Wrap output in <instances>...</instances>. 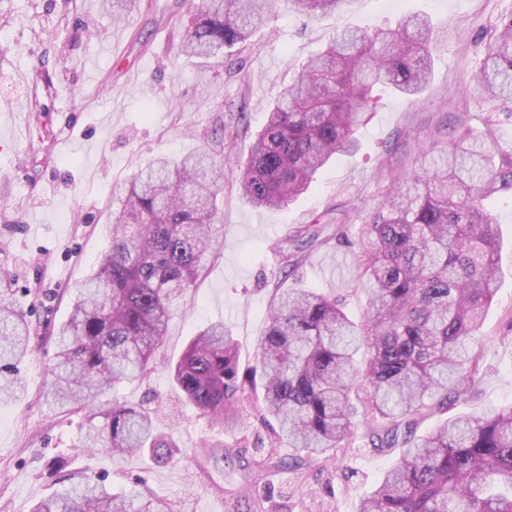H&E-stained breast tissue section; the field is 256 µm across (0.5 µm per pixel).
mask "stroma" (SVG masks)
<instances>
[{
	"label": "stroma",
	"mask_w": 512,
	"mask_h": 512,
	"mask_svg": "<svg viewBox=\"0 0 512 512\" xmlns=\"http://www.w3.org/2000/svg\"><path fill=\"white\" fill-rule=\"evenodd\" d=\"M202 0H137L113 18L104 0H0V275L34 333L20 366L23 390L0 400V512L33 504L91 479L116 494L150 493L177 512H356L360 496L400 455L349 442L337 460L292 465V448L269 449L265 470L252 465L254 435L270 436L252 409L235 435L184 403L167 367L201 329L224 322L248 365L257 353L272 296L312 288L342 300L360 319L368 294L356 282V241L366 214L421 154L448 145L441 129L455 118L512 154V110L489 100L477 69L512 0H343L333 12L303 17L279 0L267 25L246 45L204 60L180 44ZM450 28L433 52L430 82L418 102L384 94L355 133L357 149L337 157L306 193L283 209L246 201L236 163L267 122L266 105L302 63L325 51L346 27L395 26L406 15ZM246 103L248 131L215 123L219 109ZM224 141L223 241L207 259L187 302L170 320L141 381L107 397L151 410L158 434L176 455L158 465L150 454L115 457L82 446L83 414L59 409L44 391L55 336L67 322L79 284L109 248L111 200L157 154L182 156ZM498 221L500 277L476 346L478 376L467 401L421 421L424 435L450 415H479L512 405V191L484 200ZM330 244L290 265L282 242L314 220Z\"/></svg>",
	"instance_id": "35a3bbf8"
}]
</instances>
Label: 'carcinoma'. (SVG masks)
Here are the masks:
<instances>
[{
    "mask_svg": "<svg viewBox=\"0 0 512 512\" xmlns=\"http://www.w3.org/2000/svg\"><path fill=\"white\" fill-rule=\"evenodd\" d=\"M295 12L334 11L344 0H289ZM277 0H203L183 51L210 58L244 44ZM433 31L418 15L394 28L344 29L302 66L269 104L263 130L239 169L242 194L283 208L334 157L351 154L374 94L417 95L431 76ZM481 82L489 97L512 104V10L487 45ZM224 151L158 156L109 212V250L80 285L69 321L58 330L48 395L85 413L91 453H151L160 464L170 444L150 411L101 397L151 373L152 359L208 253L224 236L218 196ZM512 189V156L494 165L488 141L468 128L450 134L448 154L403 174L370 212L357 241L358 282L370 309L352 321L338 299L279 288L255 363L241 366L222 322L187 345L170 374L184 399L229 431L249 404L275 422L279 440L308 458L357 435L377 449L400 448L393 466L357 512H512V406L446 420L413 439L421 420L466 399L476 382L473 347L498 287L499 235L483 199ZM319 231L285 240L302 252ZM30 325L0 277V396L20 389L18 367ZM31 512H175L156 496H114L86 480L37 502Z\"/></svg>",
    "mask_w": 512,
    "mask_h": 512,
    "instance_id": "obj_1",
    "label": "carcinoma"
}]
</instances>
